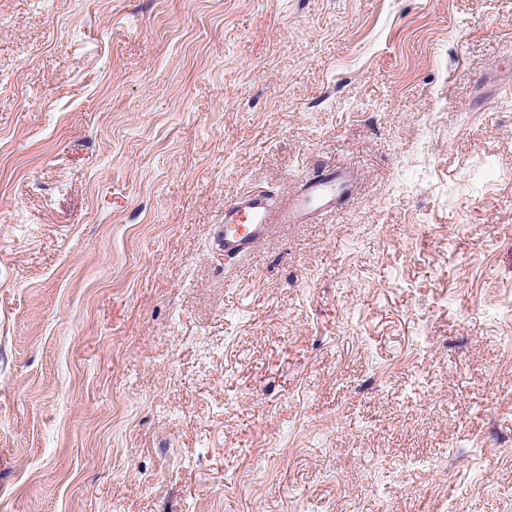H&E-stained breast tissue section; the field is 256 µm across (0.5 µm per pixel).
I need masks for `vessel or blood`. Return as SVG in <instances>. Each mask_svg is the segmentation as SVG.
<instances>
[{
	"label": "vessel or blood",
	"instance_id": "b4317fda",
	"mask_svg": "<svg viewBox=\"0 0 512 512\" xmlns=\"http://www.w3.org/2000/svg\"><path fill=\"white\" fill-rule=\"evenodd\" d=\"M512 79V57L503 56L491 65L486 84L495 88ZM357 184L348 167L321 164L294 191L277 194L251 189L224 205V221L213 229V246L225 257L254 255L279 228L288 224H318L336 213Z\"/></svg>",
	"mask_w": 512,
	"mask_h": 512
}]
</instances>
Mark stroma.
I'll return each mask as SVG.
<instances>
[{
	"mask_svg": "<svg viewBox=\"0 0 512 512\" xmlns=\"http://www.w3.org/2000/svg\"><path fill=\"white\" fill-rule=\"evenodd\" d=\"M512 0H0V512H512ZM357 171L238 277L224 204ZM512 70L511 53L506 54L500 59L494 61L491 65L487 75V87L495 88L503 84L505 81H510Z\"/></svg>",
	"mask_w": 512,
	"mask_h": 512,
	"instance_id": "35a3bbf8",
	"label": "stroma"
}]
</instances>
